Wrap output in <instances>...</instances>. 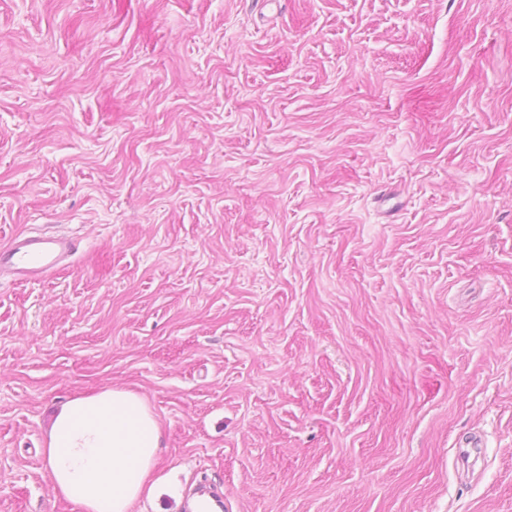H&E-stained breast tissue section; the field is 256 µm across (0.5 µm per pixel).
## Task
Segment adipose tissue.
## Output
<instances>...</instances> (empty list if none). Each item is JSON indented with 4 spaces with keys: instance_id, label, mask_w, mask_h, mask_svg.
<instances>
[{
    "instance_id": "obj_1",
    "label": "adipose tissue",
    "mask_w": 512,
    "mask_h": 512,
    "mask_svg": "<svg viewBox=\"0 0 512 512\" xmlns=\"http://www.w3.org/2000/svg\"><path fill=\"white\" fill-rule=\"evenodd\" d=\"M160 446V426L146 398L112 388L63 404L43 456L55 494L78 512H131Z\"/></svg>"
}]
</instances>
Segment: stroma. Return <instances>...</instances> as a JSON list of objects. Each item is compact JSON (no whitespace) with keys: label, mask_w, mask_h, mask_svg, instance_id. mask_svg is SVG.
<instances>
[{"label":"stroma","mask_w":512,"mask_h":512,"mask_svg":"<svg viewBox=\"0 0 512 512\" xmlns=\"http://www.w3.org/2000/svg\"><path fill=\"white\" fill-rule=\"evenodd\" d=\"M0 512H76L68 399L141 393L132 512H512V0H0ZM78 248L76 238L56 231L14 235L0 248V278L42 280L60 269Z\"/></svg>","instance_id":"obj_1"}]
</instances>
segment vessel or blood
I'll list each match as a JSON object with an SVG mask.
<instances>
[{
	"label": "vessel or blood",
	"instance_id": "b4317fda",
	"mask_svg": "<svg viewBox=\"0 0 512 512\" xmlns=\"http://www.w3.org/2000/svg\"><path fill=\"white\" fill-rule=\"evenodd\" d=\"M78 248L76 238L56 231L14 235L0 248V278L44 279L60 269Z\"/></svg>",
	"mask_w": 512,
	"mask_h": 512
}]
</instances>
